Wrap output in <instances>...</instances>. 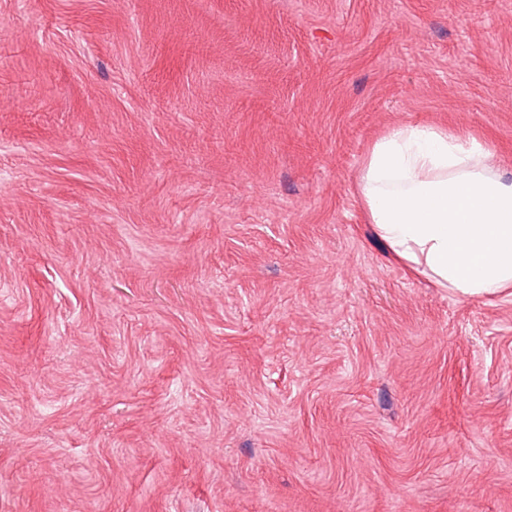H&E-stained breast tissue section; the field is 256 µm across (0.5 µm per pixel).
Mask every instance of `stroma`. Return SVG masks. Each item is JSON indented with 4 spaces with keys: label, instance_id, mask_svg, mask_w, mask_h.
Segmentation results:
<instances>
[{
    "label": "stroma",
    "instance_id": "stroma-1",
    "mask_svg": "<svg viewBox=\"0 0 512 512\" xmlns=\"http://www.w3.org/2000/svg\"><path fill=\"white\" fill-rule=\"evenodd\" d=\"M399 124L512 180V0H0V512H512V296L373 235Z\"/></svg>",
    "mask_w": 512,
    "mask_h": 512
}]
</instances>
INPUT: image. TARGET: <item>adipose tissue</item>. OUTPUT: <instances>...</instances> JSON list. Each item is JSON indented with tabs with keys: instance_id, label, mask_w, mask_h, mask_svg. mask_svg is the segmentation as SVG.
Returning <instances> with one entry per match:
<instances>
[{
	"instance_id": "obj_1",
	"label": "adipose tissue",
	"mask_w": 512,
	"mask_h": 512,
	"mask_svg": "<svg viewBox=\"0 0 512 512\" xmlns=\"http://www.w3.org/2000/svg\"><path fill=\"white\" fill-rule=\"evenodd\" d=\"M358 189L392 258L464 297L512 293V181L489 145L393 127L366 152Z\"/></svg>"
}]
</instances>
